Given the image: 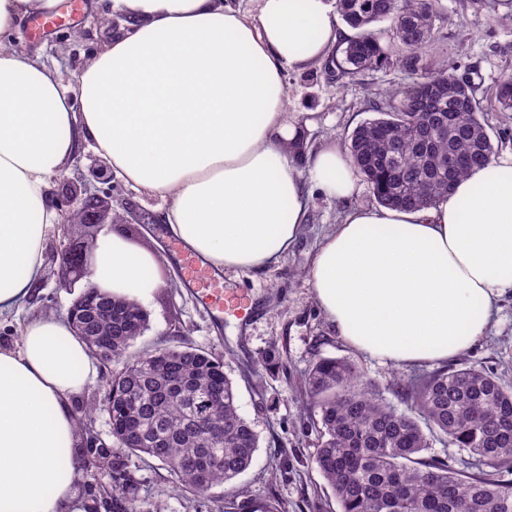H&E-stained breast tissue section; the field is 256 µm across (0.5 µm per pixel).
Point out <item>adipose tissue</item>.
Wrapping results in <instances>:
<instances>
[{
    "label": "adipose tissue",
    "instance_id": "adipose-tissue-1",
    "mask_svg": "<svg viewBox=\"0 0 512 512\" xmlns=\"http://www.w3.org/2000/svg\"><path fill=\"white\" fill-rule=\"evenodd\" d=\"M61 0H0V317L31 297L60 222L49 180L80 145L136 191L165 200L183 248L212 269L260 272L302 234L307 197L284 112V71L323 60L328 0H110L120 33L77 77L78 99L40 56L13 49L20 24ZM310 174L345 200L356 180L335 142ZM161 256L113 232L91 256L96 288L147 301ZM316 304L353 350L441 364L484 336L512 289V154L470 171L434 206L352 208L307 271ZM98 363L68 320L38 315L0 345V512H84L74 402Z\"/></svg>",
    "mask_w": 512,
    "mask_h": 512
}]
</instances>
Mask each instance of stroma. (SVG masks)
Instances as JSON below:
<instances>
[{"label":"stroma","mask_w":512,"mask_h":512,"mask_svg":"<svg viewBox=\"0 0 512 512\" xmlns=\"http://www.w3.org/2000/svg\"><path fill=\"white\" fill-rule=\"evenodd\" d=\"M437 25L436 40L425 50V57L437 65L468 70L477 98H486L499 78L512 72V24L493 22L475 0H447ZM112 37L100 15L86 9L64 27L43 32L34 30L32 20H25L17 43L21 50L40 55L71 84ZM408 79L395 63L339 81L320 63L287 70L285 110L290 120L301 125L306 145L302 172H309L323 143L347 144L353 128L371 118L370 102ZM304 187L309 195L304 230L288 254L263 272L223 276L227 287L238 289L259 308L258 316L244 324L230 313L216 320L188 287L172 249L175 238L161 220L165 201L137 192L121 178L112 179L114 215L100 224V231L121 232L135 244L160 247L163 254L159 284L145 305L149 326L136 340L134 352L186 341L223 357L225 370L237 387L239 410L259 437L252 466L234 481L212 489L205 499L185 491L158 461H136L137 512H264L271 502L279 503L280 512H339L332 490L311 463L319 429L318 414L302 392L305 371L322 358L349 360L378 384L386 399L391 396L388 386L393 379L430 372L427 364L396 367L354 351L314 302L307 270L324 235L340 223L349 207H371L375 201L362 180L347 202L323 194L312 181H305ZM125 206L136 213L137 222L117 219V212ZM69 240L62 230L49 233L40 286L18 313L0 324L1 343H19L28 315L67 317L76 294L59 288L58 280L60 251ZM496 307L484 338L452 363L457 367L482 365L512 385L511 289L502 294Z\"/></svg>","instance_id":"1"}]
</instances>
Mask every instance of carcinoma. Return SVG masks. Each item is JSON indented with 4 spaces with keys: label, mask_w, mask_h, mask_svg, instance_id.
I'll list each match as a JSON object with an SVG mask.
<instances>
[{
    "label": "carcinoma",
    "mask_w": 512,
    "mask_h": 512,
    "mask_svg": "<svg viewBox=\"0 0 512 512\" xmlns=\"http://www.w3.org/2000/svg\"><path fill=\"white\" fill-rule=\"evenodd\" d=\"M336 10L354 30L325 61L336 79L393 61L410 76L373 102L376 116L348 137L356 172L378 204L432 205L470 170L494 160L482 114L512 112V75L500 78L484 105L468 74L429 63L422 53L435 38V0H336ZM379 23L386 28H374ZM384 34L392 46L381 44ZM109 307L110 322L81 316L91 329L116 333L104 356L112 373L102 399L75 407L82 432L92 415L112 408L113 447L91 448L85 436L81 448L87 473L109 471L112 478L85 484V495L112 502V512H129L139 486L133 457L159 461L200 497L246 471L259 438L239 412L224 359L183 344L165 365L149 367L129 351L135 337L122 334L131 320L145 331L147 312L126 299L111 298ZM219 388L224 403L215 413L224 422V446L209 448L192 424L211 410ZM390 389L406 409L385 402L344 359L322 358L305 375L304 392L320 424L312 464L340 512H512V387L469 365L395 379ZM436 443L469 460L454 467L431 454ZM471 465L477 472L467 471Z\"/></svg>",
    "instance_id": "1"
}]
</instances>
